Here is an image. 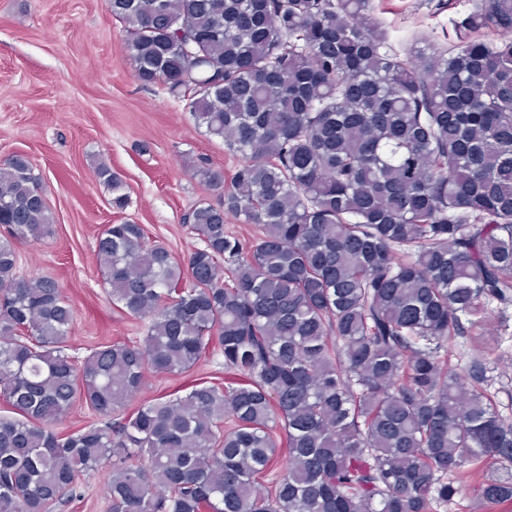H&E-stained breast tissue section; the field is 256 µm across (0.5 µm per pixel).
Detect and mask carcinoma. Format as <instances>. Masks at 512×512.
Instances as JSON below:
<instances>
[{
  "mask_svg": "<svg viewBox=\"0 0 512 512\" xmlns=\"http://www.w3.org/2000/svg\"><path fill=\"white\" fill-rule=\"evenodd\" d=\"M136 78L240 158L183 222L96 256L136 345L67 353L56 281L17 274L50 233L30 163L0 165V512H49L104 475L112 512H448L512 502V420L491 391L512 337V0H473L448 48L399 53L373 0H107ZM112 207L124 183L100 161ZM252 224L245 239L227 216ZM473 339L450 362L448 343ZM217 351L224 381L126 407L145 374ZM80 401L105 420L57 430Z\"/></svg>",
  "mask_w": 512,
  "mask_h": 512,
  "instance_id": "obj_1",
  "label": "carcinoma"
}]
</instances>
